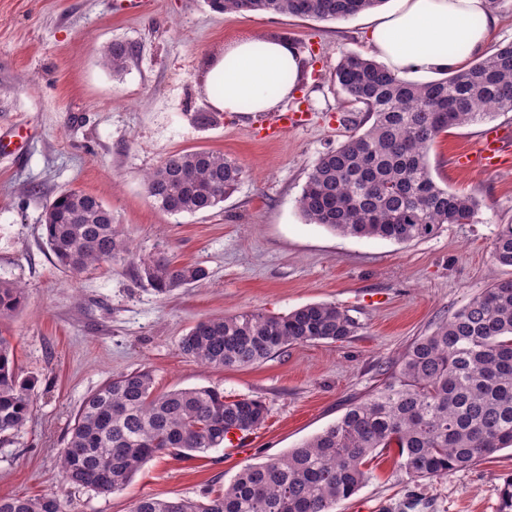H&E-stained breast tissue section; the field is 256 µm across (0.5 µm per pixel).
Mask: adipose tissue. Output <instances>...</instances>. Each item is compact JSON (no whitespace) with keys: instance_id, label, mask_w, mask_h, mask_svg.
<instances>
[{"instance_id":"ef3b65f1","label":"adipose tissue","mask_w":512,"mask_h":512,"mask_svg":"<svg viewBox=\"0 0 512 512\" xmlns=\"http://www.w3.org/2000/svg\"><path fill=\"white\" fill-rule=\"evenodd\" d=\"M497 19L490 0H396L369 19L372 50L398 74L463 69L489 46ZM300 56L286 40L248 37L211 61L204 92L221 112H270L294 91Z\"/></svg>"}]
</instances>
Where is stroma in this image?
Here are the masks:
<instances>
[{"mask_svg":"<svg viewBox=\"0 0 512 512\" xmlns=\"http://www.w3.org/2000/svg\"><path fill=\"white\" fill-rule=\"evenodd\" d=\"M283 37L303 73L282 104L303 122L286 136L262 137L248 112L209 111L203 74L227 42ZM133 44L135 57L112 75L99 51ZM369 56L365 14L322 21L261 12H213L205 0H0V129H12L20 159L0 154V279L26 292L20 310L0 318L13 338L16 367L34 379L26 425L0 437V496L55 492L65 512H131L144 496L202 499L242 469L281 455L321 432L382 382L379 368L416 337L512 267L492 258L499 225L512 224V167L473 171L453 156L483 124L450 128L429 152L435 181L480 204L468 224H446L410 243L346 237L301 216L296 200L319 155L343 142L344 116L358 113L332 81L343 55ZM195 149L237 159L245 176L215 209L171 215L148 197L143 176L169 154ZM101 197L134 252L159 250L208 272L200 283L160 297L126 263L75 275L59 268L42 235L43 208L68 189ZM333 303L358 323L344 341L288 346L244 368L211 369L179 350L198 322L245 311L283 315ZM157 391L215 387L258 398L268 415L244 443L205 457L168 455L145 465L123 491L99 494L67 485L59 455L83 400L109 378L140 369ZM396 449L374 455L368 481L333 512H497L512 477V449L446 476L413 481Z\"/></svg>","mask_w":512,"mask_h":512,"instance_id":"35a3bbf8","label":"stroma"}]
</instances>
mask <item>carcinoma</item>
I'll return each instance as SVG.
<instances>
[{"label": "carcinoma", "instance_id": "carcinoma-1", "mask_svg": "<svg viewBox=\"0 0 512 512\" xmlns=\"http://www.w3.org/2000/svg\"><path fill=\"white\" fill-rule=\"evenodd\" d=\"M385 0H207L219 13L265 12L336 21ZM135 47H103V65L122 74ZM334 81L363 118L346 119L350 134L323 152L302 187L305 221L345 236L405 243L445 224H469L479 203L439 186L428 153L452 126L512 112V43L494 46L469 68L415 83L358 54L343 56ZM241 164L220 152L173 153L145 174L154 205L172 215L212 210L234 193ZM43 239L56 264L72 274L127 262L136 277L164 296L199 283L206 270L177 264L159 251L139 256L105 202L67 190L46 203ZM493 256L512 267V224H501ZM24 290L0 281V318L18 311ZM355 320L334 303H314L284 315L246 311L197 323L180 352L214 369L248 367L290 345L344 341ZM385 379L341 418L282 456L245 468L205 500L142 497L132 512H331L369 479L377 450L398 449L412 479L446 476L512 447V279L490 284L430 334L417 337L384 368ZM34 381L19 376L14 347L0 336V434L19 431L33 408ZM266 404L231 398L213 387L158 393L151 371L109 379L75 415L60 454L64 482L95 492L124 490L161 454L201 457L230 437L262 426ZM0 512H63L58 495L0 497Z\"/></svg>", "mask_w": 512, "mask_h": 512}]
</instances>
